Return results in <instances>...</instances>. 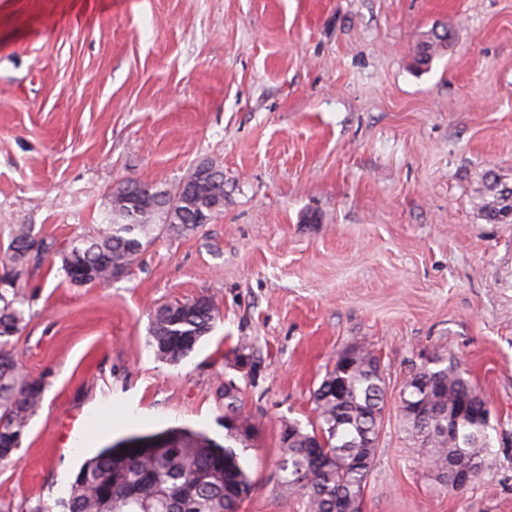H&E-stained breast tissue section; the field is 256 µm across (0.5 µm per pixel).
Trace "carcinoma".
<instances>
[{
    "mask_svg": "<svg viewBox=\"0 0 512 512\" xmlns=\"http://www.w3.org/2000/svg\"><path fill=\"white\" fill-rule=\"evenodd\" d=\"M452 32L434 29L417 48L419 62L428 65L452 41ZM480 211L491 224H512V185L501 176L484 173L480 181ZM112 223L99 234L72 242L59 252L65 280L80 286L109 283L130 275L141 256L160 236L195 232L224 207V170L215 161L198 165L170 189L128 181L109 193ZM53 243L34 234L33 225L14 227L7 248L0 251V460L18 450L16 436L27 430L44 394L43 382L25 375L15 359L12 338L24 322V298L17 282L30 266H39ZM217 307L208 296L163 304L151 317L150 344L158 359L173 365L187 358L213 329ZM404 386L413 405L402 407L405 432L426 449L429 466L447 479L448 457L482 463L489 468L493 426L466 413L450 424L452 432L434 437L429 424L438 423L431 409L460 400L473 410L483 398L457 363L441 356L435 364L410 371ZM316 423L307 431L297 422L283 425L292 439L280 437L278 467L288 494L305 499L307 512H345L364 493L378 447L365 440L380 439L386 405V378L376 355L366 346L349 345L336 354L332 368L313 391ZM225 444L207 435L172 429L132 436L102 448L86 460L62 512H99L97 494L112 484V512H239L235 489L253 487L237 452L247 438L224 427ZM224 458V482L209 476L212 459Z\"/></svg>",
    "mask_w": 512,
    "mask_h": 512,
    "instance_id": "1",
    "label": "carcinoma"
}]
</instances>
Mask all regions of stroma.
<instances>
[{
    "mask_svg": "<svg viewBox=\"0 0 512 512\" xmlns=\"http://www.w3.org/2000/svg\"><path fill=\"white\" fill-rule=\"evenodd\" d=\"M452 44L430 65L431 28ZM224 169L210 224L156 239L129 277L67 283L56 252L21 278L23 372L44 383L0 461V512H59L82 462L169 428L255 426L239 512H305L278 479L283 423L347 345L387 410L361 512H512V224L477 207L512 182V0H0V249L30 224L56 251L112 220L107 193ZM211 297L180 364L151 311ZM453 357L492 410L491 466L462 489L408 441L399 393ZM452 38V32L447 28H443L441 31L433 29L428 38L418 45L419 62L423 65H429L440 49L448 46ZM491 169L485 171L480 185V211L485 220L491 224H512V185L503 181L500 174L489 176ZM508 214L511 217L503 221Z\"/></svg>",
    "mask_w": 512,
    "mask_h": 512,
    "instance_id": "35a3bbf8",
    "label": "stroma"
}]
</instances>
